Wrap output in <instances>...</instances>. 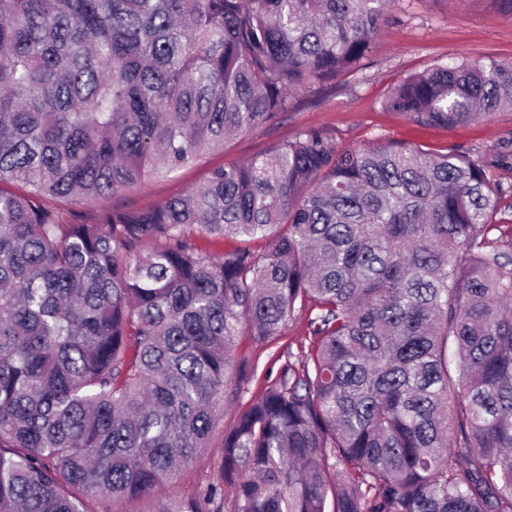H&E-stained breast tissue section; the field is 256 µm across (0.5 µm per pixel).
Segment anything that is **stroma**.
Wrapping results in <instances>:
<instances>
[{
  "mask_svg": "<svg viewBox=\"0 0 512 512\" xmlns=\"http://www.w3.org/2000/svg\"><path fill=\"white\" fill-rule=\"evenodd\" d=\"M388 12V23L373 38L354 72L295 96L288 111L275 122L240 133L202 162L147 178L117 197L103 200L101 205L66 201L63 209L77 220L91 222L104 208L158 206L203 182L211 168L245 162L305 129L320 130L349 150L410 143L435 153L453 147L487 157L496 180L507 189L504 203L512 204L511 111L448 130L416 124L382 106L390 87L430 65L466 58L512 60V20L505 16L499 0H390ZM309 341L307 318L302 312L289 320L282 336L265 346L252 341L248 328L240 329L235 360L254 368L255 376L243 384L230 380L229 386L237 394L225 397L209 448L169 487L170 495L188 494L212 482L224 432L260 395L268 372L278 369V353L299 351Z\"/></svg>",
  "mask_w": 512,
  "mask_h": 512,
  "instance_id": "obj_1",
  "label": "stroma"
}]
</instances>
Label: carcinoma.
Instances as JSON below:
<instances>
[{
    "instance_id": "cac0c4a2",
    "label": "carcinoma",
    "mask_w": 512,
    "mask_h": 512,
    "mask_svg": "<svg viewBox=\"0 0 512 512\" xmlns=\"http://www.w3.org/2000/svg\"><path fill=\"white\" fill-rule=\"evenodd\" d=\"M389 0H0V512H512V226L468 152L342 150L316 129L187 194L77 223L356 70ZM454 128L512 111V61L383 100ZM244 242L220 257L192 234ZM311 308L209 446L241 326ZM234 489L224 500V487Z\"/></svg>"
}]
</instances>
